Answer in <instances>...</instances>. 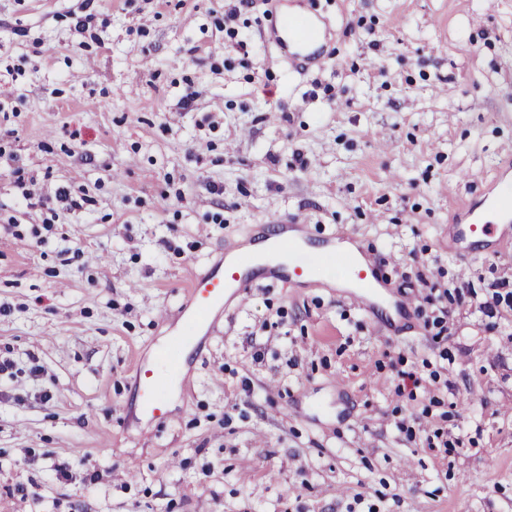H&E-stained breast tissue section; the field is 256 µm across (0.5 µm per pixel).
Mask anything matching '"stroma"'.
<instances>
[{
  "instance_id": "obj_1",
  "label": "stroma",
  "mask_w": 512,
  "mask_h": 512,
  "mask_svg": "<svg viewBox=\"0 0 512 512\" xmlns=\"http://www.w3.org/2000/svg\"><path fill=\"white\" fill-rule=\"evenodd\" d=\"M299 3L323 68L267 41L268 0L233 39L230 0H0V512H512V308L485 310L512 249L449 234L512 199V0ZM282 216L351 235L409 311L329 287L336 256L183 357L193 273ZM163 356L188 386L143 421Z\"/></svg>"
}]
</instances>
